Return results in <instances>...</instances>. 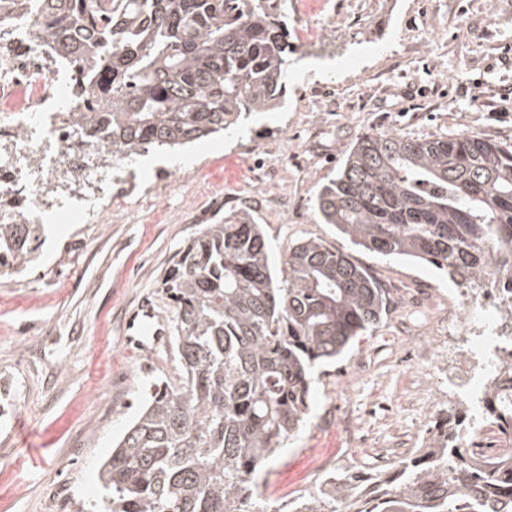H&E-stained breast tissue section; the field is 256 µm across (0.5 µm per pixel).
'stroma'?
Instances as JSON below:
<instances>
[{"label": "stroma", "instance_id": "stroma-1", "mask_svg": "<svg viewBox=\"0 0 512 512\" xmlns=\"http://www.w3.org/2000/svg\"><path fill=\"white\" fill-rule=\"evenodd\" d=\"M328 17L310 28L309 13ZM284 15L294 47L282 107L232 136L149 150L98 224H48L32 268L0 274V512H90L99 464L146 383L178 382L162 280L202 225L235 210L264 227L275 262L316 238L386 288L388 318L312 387L308 421L263 470L274 512L318 490L326 462L378 469L420 448L419 424L454 413L453 347L420 358L455 285L361 252L321 223L314 199L360 135L478 133L512 144V0H307Z\"/></svg>", "mask_w": 512, "mask_h": 512}]
</instances>
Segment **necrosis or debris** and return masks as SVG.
Instances as JSON below:
<instances>
[{"mask_svg": "<svg viewBox=\"0 0 512 512\" xmlns=\"http://www.w3.org/2000/svg\"><path fill=\"white\" fill-rule=\"evenodd\" d=\"M0 46L7 49L0 58V223L31 224L42 213L91 220L126 165L111 147L86 141L77 125L70 103L77 69L48 72V47L15 17L0 20ZM506 299L501 289L487 303L460 288L448 313L463 385L478 403L500 359L512 357V337L497 325Z\"/></svg>", "mask_w": 512, "mask_h": 512, "instance_id": "obj_1", "label": "necrosis or debris"}]
</instances>
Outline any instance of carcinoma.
<instances>
[{"label": "carcinoma", "instance_id": "cac0c4a2", "mask_svg": "<svg viewBox=\"0 0 512 512\" xmlns=\"http://www.w3.org/2000/svg\"><path fill=\"white\" fill-rule=\"evenodd\" d=\"M30 0H0V17ZM32 24L83 81V133L128 159L238 127L288 93V25L273 0H36ZM110 99L99 110L95 103ZM316 211L354 246L427 263L456 285L512 286V145L474 133L359 136ZM41 225L0 223V268L33 263ZM180 384L150 383L103 461L100 512H266L256 475L308 413L314 371L390 312L367 269L320 239L289 248L282 275L245 210L205 224L163 279ZM468 409L434 426L427 448L375 476L381 498L353 512H512V469L469 468L455 434ZM484 421L512 434V410L485 395ZM329 485L288 512H338Z\"/></svg>", "mask_w": 512, "mask_h": 512}]
</instances>
